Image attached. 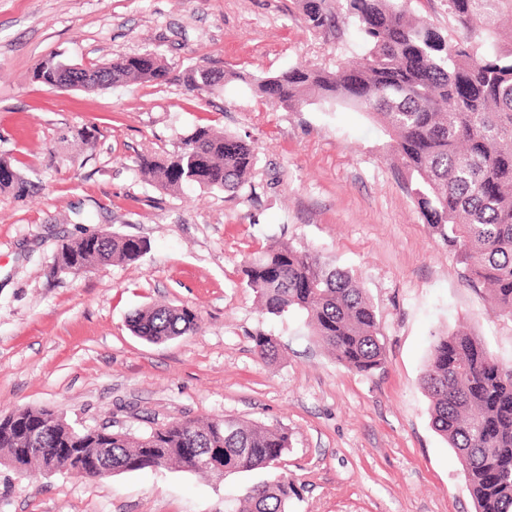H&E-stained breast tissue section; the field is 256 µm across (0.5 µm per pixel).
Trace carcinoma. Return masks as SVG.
Listing matches in <instances>:
<instances>
[{
	"label": "carcinoma",
	"instance_id": "cac0c4a2",
	"mask_svg": "<svg viewBox=\"0 0 512 512\" xmlns=\"http://www.w3.org/2000/svg\"><path fill=\"white\" fill-rule=\"evenodd\" d=\"M296 2L305 28L326 40L352 23L363 62L259 77L208 65L176 74L162 54L146 51L82 69L52 57L35 66L33 78L44 84L89 73L102 89L176 82L200 100L234 81L272 108L300 111L318 100L364 112L394 141L427 224L468 281L489 286L491 302L512 319V37L498 39L503 21L512 22V0H447L449 36L414 18L410 0ZM257 159L251 141L198 127L173 152L140 155L135 164L144 181L162 190L193 184L235 191ZM13 171L0 158V190L27 193L31 183ZM150 248L144 238L98 232L63 242L53 269L76 277L114 262L137 263ZM241 273L266 313L304 312L313 335L344 367L370 375L384 364L378 316L349 272L310 249L273 241ZM198 322L187 306L151 305L129 318L132 333L152 343L194 331ZM253 342L261 361L279 359L275 338L258 333ZM422 381L432 425L455 450L476 512H512V366L499 363L475 334L457 330L436 338ZM68 448L86 460L111 455L112 476L174 466L218 478L198 466L200 454L214 451L228 472L274 468L289 437L280 426L224 416L173 421L138 436L105 425L77 427L49 408L0 416V461L18 460L45 478L51 470L68 474L76 468ZM297 495L293 482L276 477L250 487L224 512H288Z\"/></svg>",
	"mask_w": 512,
	"mask_h": 512
}]
</instances>
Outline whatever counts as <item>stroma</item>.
Masks as SVG:
<instances>
[{
	"label": "stroma",
	"mask_w": 512,
	"mask_h": 512,
	"mask_svg": "<svg viewBox=\"0 0 512 512\" xmlns=\"http://www.w3.org/2000/svg\"><path fill=\"white\" fill-rule=\"evenodd\" d=\"M326 40L295 0H0V157L33 187L0 191V413L50 407L70 423L137 435L226 416L287 429L277 468L204 478L164 467L105 480L26 477L0 466V512H224L286 476L288 512H475L461 464L433 428L422 376L436 335L467 329L512 364L495 315L425 222L390 137L353 108L274 110L231 83L206 101L173 83L60 92L33 70L155 50L174 69L256 76L357 60L352 25ZM199 125L249 137L258 163L237 192L151 187L138 155L163 156ZM86 131L90 143L72 137ZM109 231L149 240L136 264L53 274L59 245ZM280 240L349 271L373 304L385 361L351 371L303 313H261L241 267ZM151 303L197 311L196 331L154 344L128 317ZM281 358L255 355L257 333Z\"/></svg>",
	"instance_id": "1"
}]
</instances>
